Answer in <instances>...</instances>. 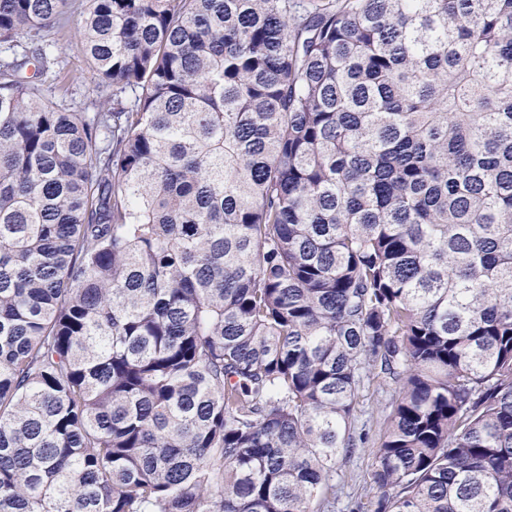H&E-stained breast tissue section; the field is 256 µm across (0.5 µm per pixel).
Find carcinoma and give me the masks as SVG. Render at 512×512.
Segmentation results:
<instances>
[{"mask_svg":"<svg viewBox=\"0 0 512 512\" xmlns=\"http://www.w3.org/2000/svg\"><path fill=\"white\" fill-rule=\"evenodd\" d=\"M0 0V512H512V0ZM36 64L32 76L26 68ZM49 37L59 39V48H52V52L53 57L58 58V61H62L60 68H64L62 75L65 78V86L63 89L56 88V97H63L68 103L73 100L77 106L86 107L85 112H95L96 109L91 104L95 98L92 94L93 84L88 78L89 74L86 69L85 57L80 45H77L75 38L70 39L53 34ZM399 385L392 379L376 373L365 379L357 410V428L366 425L368 443L357 448L350 457L336 460V501L333 496L321 504L323 512H349L347 505L360 503L362 512H375L377 490L372 480L374 453L383 433L384 420L398 395Z\"/></svg>","mask_w":512,"mask_h":512,"instance_id":"carcinoma-1","label":"carcinoma"}]
</instances>
